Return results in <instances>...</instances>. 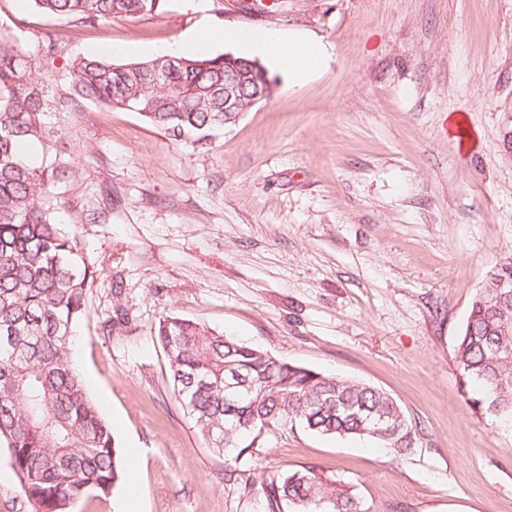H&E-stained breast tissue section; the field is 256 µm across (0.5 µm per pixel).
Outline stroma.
Here are the masks:
<instances>
[{"mask_svg":"<svg viewBox=\"0 0 512 512\" xmlns=\"http://www.w3.org/2000/svg\"><path fill=\"white\" fill-rule=\"evenodd\" d=\"M203 26L214 40L190 45ZM233 30L298 34L330 57L299 86L269 68L272 97L203 149L88 101L48 112L60 135L30 150L80 169L58 219L99 275L72 357L125 471L75 512H263L174 397L156 341L169 315L381 388L421 428L398 456L270 427L240 470L311 467L369 512H512V425L476 413L455 361L473 297L512 255V0H169L93 25L0 0V32L29 54L63 36L38 71L51 100L75 56L246 55ZM453 115L471 149L449 139Z\"/></svg>","mask_w":512,"mask_h":512,"instance_id":"obj_1","label":"stroma"}]
</instances>
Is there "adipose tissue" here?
Instances as JSON below:
<instances>
[{
	"mask_svg": "<svg viewBox=\"0 0 512 512\" xmlns=\"http://www.w3.org/2000/svg\"><path fill=\"white\" fill-rule=\"evenodd\" d=\"M242 41L272 57L294 83H303L329 57L326 45L301 36L286 37L277 32L256 31L242 34Z\"/></svg>",
	"mask_w": 512,
	"mask_h": 512,
	"instance_id": "ef3b65f1",
	"label": "adipose tissue"
}]
</instances>
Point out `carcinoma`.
<instances>
[{"label":"carcinoma","mask_w":512,"mask_h":512,"mask_svg":"<svg viewBox=\"0 0 512 512\" xmlns=\"http://www.w3.org/2000/svg\"><path fill=\"white\" fill-rule=\"evenodd\" d=\"M38 12L94 23L113 16L140 18L167 0H32ZM61 53L57 38L42 46L41 63ZM244 56L200 54L165 67L161 56L117 64L112 55L69 61L61 96L138 113L175 139L201 147L224 128V74ZM261 75L244 79L240 107L254 104ZM50 105L36 62L16 39L0 32V443L31 512H72L89 492L107 495L123 479L109 423L88 397L71 357L73 331L87 312L97 270L77 237L57 223L59 180L78 167L63 160L39 166L23 156L46 142ZM512 256L496 266L473 298L457 336L455 359L469 398L493 418H512ZM157 338L181 407L213 452L224 456V480L260 494L267 512H368L336 479L312 468L283 474L265 468L245 478L237 462L269 425L332 437L363 438L398 454L412 451L416 429L387 392L325 376L178 316L160 322ZM239 373L254 390L225 400L224 379Z\"/></svg>","instance_id":"obj_1"}]
</instances>
